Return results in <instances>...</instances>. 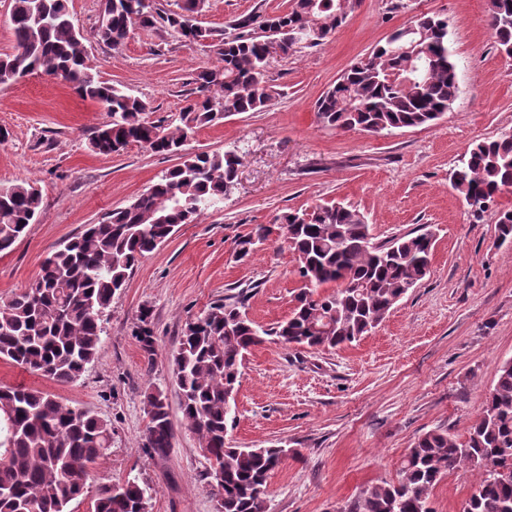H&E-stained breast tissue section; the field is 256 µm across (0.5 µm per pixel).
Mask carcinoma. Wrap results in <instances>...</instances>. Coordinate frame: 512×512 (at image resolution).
I'll list each match as a JSON object with an SVG mask.
<instances>
[{"label": "carcinoma", "instance_id": "cac0c4a2", "mask_svg": "<svg viewBox=\"0 0 512 512\" xmlns=\"http://www.w3.org/2000/svg\"><path fill=\"white\" fill-rule=\"evenodd\" d=\"M205 0H102L93 37L113 49L137 28H161L212 49L221 61L194 77L193 98L178 122L149 121L147 104L99 80L88 65V38L72 23L67 0H11L14 44L0 55V85L33 74L59 80L96 101L112 118L91 140L101 155L131 144L180 156V163L128 205L113 210L79 236L57 246L29 287L0 303V359L54 382L77 381L97 355L104 317L140 260L175 228L224 201L241 156L235 151H186L205 125L259 112L273 98L270 59L323 43L348 17L353 0H291L282 12L252 11L226 25L221 38L194 22ZM490 27L500 52L512 58V0H488ZM356 60L319 98L318 121L337 130L391 132L436 123L457 98L456 64L448 23L423 14ZM453 188L476 213L512 189V129L469 148L451 173ZM41 191L29 183L0 187V253L8 252L37 221ZM277 235L298 260L302 287L290 314L265 328L244 311V292L190 318L172 355L184 424L207 460L220 466L210 477L218 512H265L267 478L297 450L283 446L234 448L226 444L231 412L225 401L239 382L246 352L271 339L312 349L350 344L376 328L392 307L429 273L434 239L425 232L367 246L370 225L356 208L317 204L259 225L236 241L244 258ZM497 245L512 246V211L500 214ZM140 312V339L152 356L154 338ZM145 446L156 456L171 448L167 395H144ZM112 445V428L90 410L55 395L0 385V512H71L88 494L89 470ZM477 474L469 512H512V360L504 362L481 416L459 443L448 430L418 436L398 477L368 486L343 512H432L434 488L451 471ZM149 488L137 480L102 484L91 512H141Z\"/></svg>", "mask_w": 512, "mask_h": 512}]
</instances>
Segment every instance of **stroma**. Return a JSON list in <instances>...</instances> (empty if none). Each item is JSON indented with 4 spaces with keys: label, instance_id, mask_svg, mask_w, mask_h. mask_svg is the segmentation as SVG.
<instances>
[{
    "label": "stroma",
    "instance_id": "obj_1",
    "mask_svg": "<svg viewBox=\"0 0 512 512\" xmlns=\"http://www.w3.org/2000/svg\"><path fill=\"white\" fill-rule=\"evenodd\" d=\"M359 0L322 45L271 60L272 101L259 112L198 130L190 150H236L243 164L217 207L147 254L116 294L101 349L82 376L58 384L0 359V384L24 385L89 409L112 425V447L88 484L138 479L152 492L149 512H218L208 461L182 421L171 355L185 322L237 285L255 286L246 312L270 326L288 315L300 288L298 263L282 240L237 259L235 242L276 215L342 202L364 214L372 241L433 231L429 274L386 319L352 345L307 349L269 341L241 367L236 417L227 441L238 448L299 449L271 472L267 512H338L361 488L397 477L422 433L443 428L458 441L482 412L499 366L512 359V249L496 244L499 212L512 191L472 215L449 177L473 142L512 128V60L497 50L486 0ZM290 0H206L199 24L223 34L226 22L256 8L283 11ZM88 36V63L99 80L123 86L149 106L148 120L177 119L197 68L217 65L207 48L171 32L136 29L119 49L94 41L101 0H68ZM448 20L459 94L434 124L368 135L321 126L315 102L356 59L415 15ZM110 119L95 101L36 74L0 86V186L30 182L42 212L11 252L0 255V302L29 285L63 241L101 221L178 164L133 144L104 156L90 147ZM150 312L154 354L139 338ZM168 397L174 428L167 456L143 446L144 394ZM477 475L448 474L431 497L435 512H461Z\"/></svg>",
    "mask_w": 512,
    "mask_h": 512
}]
</instances>
